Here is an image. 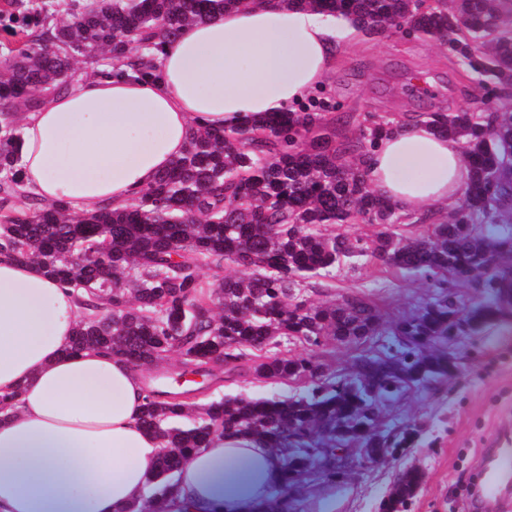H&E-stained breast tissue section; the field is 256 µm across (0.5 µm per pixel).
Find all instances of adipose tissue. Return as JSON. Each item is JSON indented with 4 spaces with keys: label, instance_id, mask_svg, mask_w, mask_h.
I'll use <instances>...</instances> for the list:
<instances>
[{
    "label": "adipose tissue",
    "instance_id": "ef3b65f1",
    "mask_svg": "<svg viewBox=\"0 0 512 512\" xmlns=\"http://www.w3.org/2000/svg\"><path fill=\"white\" fill-rule=\"evenodd\" d=\"M343 17L279 0L181 27L155 75L87 73L22 113L21 178L43 202L121 208L180 158L193 125L212 129L288 111L330 75ZM368 181L399 209L431 214L469 170L424 121L398 125L367 161ZM73 290L36 264L0 256V512H126L160 444L141 423L142 371L98 348L69 351ZM277 478L263 441L215 436L177 476L167 512H249Z\"/></svg>",
    "mask_w": 512,
    "mask_h": 512
}]
</instances>
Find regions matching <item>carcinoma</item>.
Wrapping results in <instances>:
<instances>
[{
    "instance_id": "cac0c4a2",
    "label": "carcinoma",
    "mask_w": 512,
    "mask_h": 512,
    "mask_svg": "<svg viewBox=\"0 0 512 512\" xmlns=\"http://www.w3.org/2000/svg\"><path fill=\"white\" fill-rule=\"evenodd\" d=\"M251 0H6L0 28L20 45L0 50V250L40 263L75 289L83 309L74 349L96 347L132 366L155 364L178 352L187 368L230 371L250 364L271 380L311 378L304 395L272 398L221 396L203 404L154 384L146 386L145 429L161 450L146 481L140 512L171 496L187 456L216 433L259 437L271 448L278 480L273 496L289 512L288 491L306 481L343 474L336 452L351 444L372 459L398 442L376 431L384 402L410 386L455 373L442 343L471 336L512 315V225H488L512 211V112L485 116L426 113L437 131L467 144L469 180L448 219L427 222L414 239L393 227L413 216L372 193L366 161L394 127L372 121L352 142L326 132L323 112H277L230 130L196 129L184 155L127 207L43 204L22 190L16 114L65 91L81 78L82 59L103 79L146 75L154 56L188 22H204ZM334 13L367 32L407 28L439 41L466 21L481 56L461 46L480 74L512 86V0H282ZM361 218L380 226L373 239H349L331 230ZM362 256L405 274L450 276L486 288L493 300L459 314L447 296L427 301L391 327L382 326L360 295L316 304L302 282ZM247 270L221 276L224 263ZM214 271L204 279V271ZM357 343L371 336L401 339L394 353L361 357L355 375L322 381L312 355H263L277 337L319 347L327 337ZM406 468L383 499L382 512L400 508L421 485Z\"/></svg>"
}]
</instances>
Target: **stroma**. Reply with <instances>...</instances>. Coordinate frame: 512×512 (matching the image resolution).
<instances>
[{"instance_id":"35a3bbf8","label":"stroma","mask_w":512,"mask_h":512,"mask_svg":"<svg viewBox=\"0 0 512 512\" xmlns=\"http://www.w3.org/2000/svg\"><path fill=\"white\" fill-rule=\"evenodd\" d=\"M337 53L325 89L313 91L294 109L311 112L317 102L328 101V129L340 141L356 138L368 115L401 122L425 112L478 114L512 102V95L498 91L433 38L359 32L341 42ZM305 288L318 303L364 294L387 325L438 293L432 278L404 274L367 257L310 279ZM390 345L386 336L350 344L330 339L316 353L323 374L341 378L356 371L360 356ZM446 349L458 364L453 377L408 389L382 407L381 424L393 425L395 436L405 439L403 447L377 463H352L336 481L304 483L289 495L291 512H379L395 475L410 466L423 472L424 481L406 512H468L457 476L479 472L491 441L512 431V324L486 325L475 335L449 340ZM306 386L303 380L273 383L247 373L213 381L199 400L286 397Z\"/></svg>"}]
</instances>
